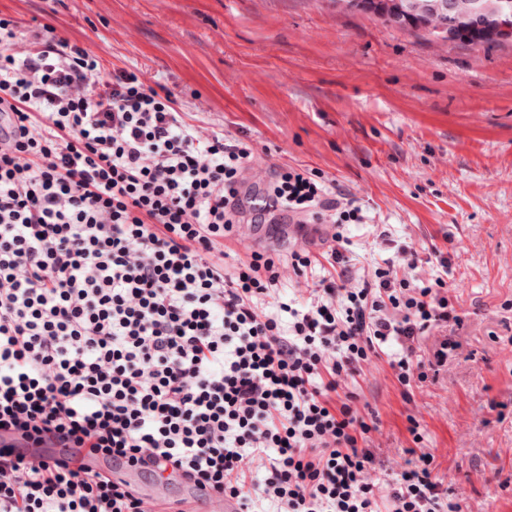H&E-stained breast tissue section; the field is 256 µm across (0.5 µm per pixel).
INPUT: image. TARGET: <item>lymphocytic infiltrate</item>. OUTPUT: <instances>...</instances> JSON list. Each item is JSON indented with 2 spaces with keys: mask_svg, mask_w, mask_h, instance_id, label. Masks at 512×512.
Instances as JSON below:
<instances>
[{
  "mask_svg": "<svg viewBox=\"0 0 512 512\" xmlns=\"http://www.w3.org/2000/svg\"><path fill=\"white\" fill-rule=\"evenodd\" d=\"M252 147L177 97L0 14V512H145L108 470L211 490L240 512H467L423 450L379 494L375 423L337 390L386 358L403 397L447 363L462 326L449 260L377 258L344 281L365 221L322 173L280 166L265 215L335 228L321 253L256 252L224 271ZM428 278L401 274L419 260ZM310 280L289 293L283 267ZM59 449L56 460L31 458Z\"/></svg>",
  "mask_w": 512,
  "mask_h": 512,
  "instance_id": "f902f5d3",
  "label": "lymphocytic infiltrate"
}]
</instances>
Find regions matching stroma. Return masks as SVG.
Returning a JSON list of instances; mask_svg holds the SVG:
<instances>
[{
  "instance_id": "obj_1",
  "label": "stroma",
  "mask_w": 512,
  "mask_h": 512,
  "mask_svg": "<svg viewBox=\"0 0 512 512\" xmlns=\"http://www.w3.org/2000/svg\"><path fill=\"white\" fill-rule=\"evenodd\" d=\"M24 30L53 29L112 68L175 92L183 109L274 166L323 173L363 206L349 280L371 249L451 259L465 325L457 356L403 399L386 360L353 390L402 464L409 418L449 496L512 512V41H443L338 0H0ZM260 251H316L324 225L282 221Z\"/></svg>"
}]
</instances>
